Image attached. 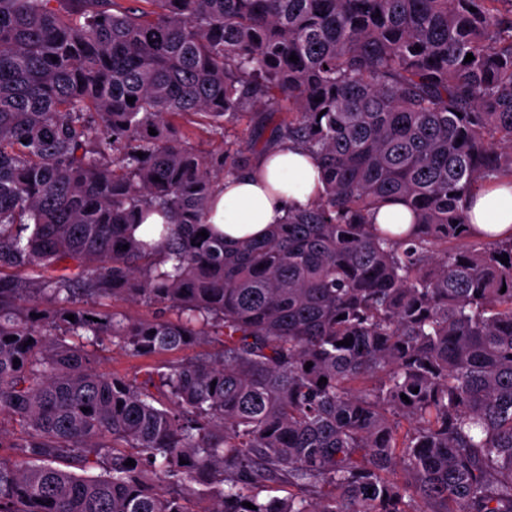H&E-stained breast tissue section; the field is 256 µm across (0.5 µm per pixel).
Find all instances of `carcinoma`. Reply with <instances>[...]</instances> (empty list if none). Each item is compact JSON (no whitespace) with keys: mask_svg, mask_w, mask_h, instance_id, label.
Masks as SVG:
<instances>
[{"mask_svg":"<svg viewBox=\"0 0 512 512\" xmlns=\"http://www.w3.org/2000/svg\"><path fill=\"white\" fill-rule=\"evenodd\" d=\"M253 112L325 191L228 244L251 159L195 140ZM506 180L512 0H0V512H512V238L465 212ZM209 337L154 392L85 350ZM411 212L401 203H392L382 207L373 217L374 224L394 235L405 232L411 224Z\"/></svg>","mask_w":512,"mask_h":512,"instance_id":"1","label":"carcinoma"}]
</instances>
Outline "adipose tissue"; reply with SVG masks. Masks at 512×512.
I'll return each instance as SVG.
<instances>
[{
    "instance_id": "1",
    "label": "adipose tissue",
    "mask_w": 512,
    "mask_h": 512,
    "mask_svg": "<svg viewBox=\"0 0 512 512\" xmlns=\"http://www.w3.org/2000/svg\"><path fill=\"white\" fill-rule=\"evenodd\" d=\"M324 189L322 170L312 154L297 146L268 148L250 172L218 185L206 221L227 241L260 239L288 213L310 207ZM466 214L477 236H511L512 184L470 198Z\"/></svg>"
}]
</instances>
